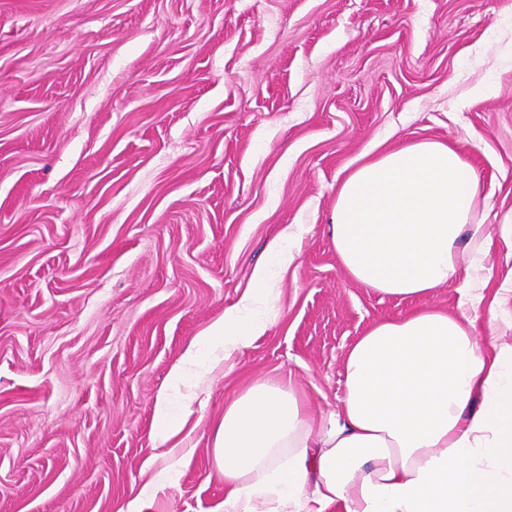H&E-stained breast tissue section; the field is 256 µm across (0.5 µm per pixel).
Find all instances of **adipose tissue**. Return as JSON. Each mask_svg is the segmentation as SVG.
Wrapping results in <instances>:
<instances>
[{"label":"adipose tissue","mask_w":512,"mask_h":512,"mask_svg":"<svg viewBox=\"0 0 512 512\" xmlns=\"http://www.w3.org/2000/svg\"><path fill=\"white\" fill-rule=\"evenodd\" d=\"M488 207L471 164L420 140L354 168L336 191L330 235L341 267L389 296L456 285L457 310L430 306L377 322L343 359L335 409L313 416L281 382L224 406L212 442L224 512H512V345L477 342ZM275 272L210 324L199 344L225 354L262 336Z\"/></svg>","instance_id":"obj_1"}]
</instances>
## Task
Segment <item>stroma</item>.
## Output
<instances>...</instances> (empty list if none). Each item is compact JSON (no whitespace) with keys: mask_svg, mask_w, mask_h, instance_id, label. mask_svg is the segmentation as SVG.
I'll return each instance as SVG.
<instances>
[{"mask_svg":"<svg viewBox=\"0 0 512 512\" xmlns=\"http://www.w3.org/2000/svg\"><path fill=\"white\" fill-rule=\"evenodd\" d=\"M437 139L512 224V0H0V512H224L213 426L250 385L335 408L401 299L344 272L336 190ZM298 225L263 336L159 444L172 367ZM486 300L512 286L494 235Z\"/></svg>","mask_w":512,"mask_h":512,"instance_id":"obj_1","label":"stroma"}]
</instances>
